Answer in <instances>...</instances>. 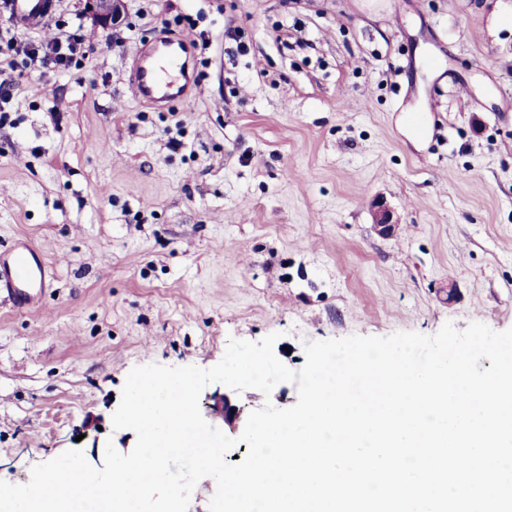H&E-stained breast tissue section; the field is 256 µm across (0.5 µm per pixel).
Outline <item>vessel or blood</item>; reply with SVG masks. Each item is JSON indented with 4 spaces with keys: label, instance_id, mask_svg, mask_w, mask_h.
Returning <instances> with one entry per match:
<instances>
[{
    "label": "vessel or blood",
    "instance_id": "obj_1",
    "mask_svg": "<svg viewBox=\"0 0 512 512\" xmlns=\"http://www.w3.org/2000/svg\"><path fill=\"white\" fill-rule=\"evenodd\" d=\"M0 5L23 32L46 29L52 11L47 0H0ZM190 48V38L166 34L159 37L157 47L143 49L131 73L134 95L162 109L169 101L182 97L194 78L182 59ZM51 277L50 265L29 240L18 239L0 250V296H7L14 310L38 308Z\"/></svg>",
    "mask_w": 512,
    "mask_h": 512
}]
</instances>
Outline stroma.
I'll return each instance as SVG.
<instances>
[{
  "instance_id": "35a3bbf8",
  "label": "stroma",
  "mask_w": 512,
  "mask_h": 512,
  "mask_svg": "<svg viewBox=\"0 0 512 512\" xmlns=\"http://www.w3.org/2000/svg\"><path fill=\"white\" fill-rule=\"evenodd\" d=\"M49 21L97 49L18 66L0 105V248L28 237L53 271L39 310L0 302V480L130 453L112 416L137 366L275 332L297 371L308 341L512 328V0H127L108 31L56 0ZM167 27L196 85L160 112L126 79ZM297 397L214 382L199 406L238 438Z\"/></svg>"
}]
</instances>
